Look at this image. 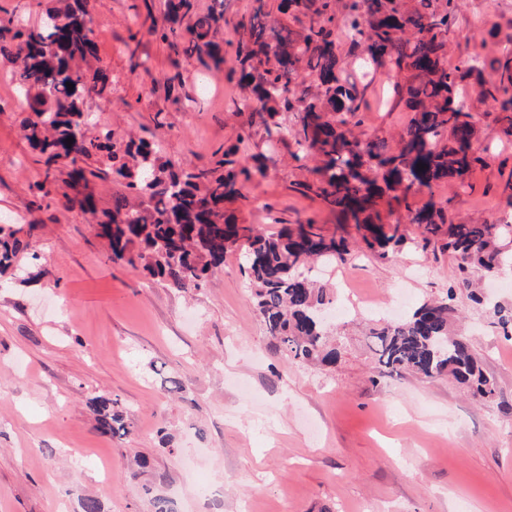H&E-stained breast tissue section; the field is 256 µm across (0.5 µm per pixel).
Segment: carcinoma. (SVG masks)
Returning <instances> with one entry per match:
<instances>
[{"label": "carcinoma", "mask_w": 512, "mask_h": 512, "mask_svg": "<svg viewBox=\"0 0 512 512\" xmlns=\"http://www.w3.org/2000/svg\"><path fill=\"white\" fill-rule=\"evenodd\" d=\"M255 3L253 13L236 24L238 38L229 43L233 65L227 77L252 87L253 99L243 106L266 113L265 124L281 111L300 113L294 157L316 162V180L306 188L336 216V223L356 225L365 249L385 259L405 244L404 236L385 230L390 216L403 210L409 223L424 226L425 242L445 231L443 248L461 272L483 276L511 268L512 248H505V241L512 239V224L496 230L491 224H455L448 220L450 198L444 205L420 209L410 202L413 191L430 190L443 181L461 189L469 186L471 170L485 164L473 149L477 128L469 112L468 88L500 103L504 132L512 134V58L475 51L448 67V33L458 0H414L411 7L401 0H281L278 9L296 21L306 18L297 30L275 26L266 0ZM166 7L167 24L152 26L150 34L174 55L196 57L207 72L223 70L226 59L215 42L223 12L199 15L183 31L180 24L192 12V0H166ZM48 19L36 28L1 23L0 57L19 63L16 86L30 110L23 121L24 137L44 164L67 161L71 188L109 178L123 186L98 222L108 259L173 288H200L223 270L227 244L244 238L243 269L269 335L293 360L335 363L336 350L326 349L320 319L321 310L333 302V292L305 269L318 262L328 268L347 261L350 242L325 236L312 218L266 236L224 209L244 182L264 174L262 167L252 169L236 158L248 155V135L239 136L233 149L205 169L160 161L156 143L144 138L126 141L110 130L86 137L79 131L84 124L81 104L90 93L104 94L110 79L93 67L97 47L81 0L50 10ZM338 31L352 45H365L372 62L394 73L390 100L410 112L394 149L384 139L363 138L346 129L348 117L365 110L372 80L359 84L345 73ZM302 66L316 83L314 93L294 89ZM488 69L499 73V80L486 81ZM68 82L74 89H68ZM63 197L97 213L91 193ZM21 233L14 224H0V275L13 272L23 258L37 259ZM454 297L451 287L446 299L425 301L406 318L370 329L372 350L386 369L425 377L446 374L474 395L491 399L496 382L452 327L449 301ZM492 309L504 335L511 334L512 308L494 303ZM89 407L98 431L128 433L118 401L99 396Z\"/></svg>", "instance_id": "cac0c4a2"}]
</instances>
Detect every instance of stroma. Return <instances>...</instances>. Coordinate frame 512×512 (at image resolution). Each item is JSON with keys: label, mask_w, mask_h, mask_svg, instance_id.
Here are the masks:
<instances>
[{"label": "stroma", "mask_w": 512, "mask_h": 512, "mask_svg": "<svg viewBox=\"0 0 512 512\" xmlns=\"http://www.w3.org/2000/svg\"><path fill=\"white\" fill-rule=\"evenodd\" d=\"M85 7L111 82L84 99L87 136L133 133L156 141L162 161L200 169L250 135L264 172L231 205L240 222L274 235L311 216L335 234V216L306 189L312 161H296L290 141L265 153L258 114L239 108L248 89L196 59L173 62L149 35L145 20L164 23L165 0ZM484 44L512 49V0H459L449 65ZM388 82L379 68L359 115L365 137L396 136L408 121L403 108L376 106ZM471 112L486 164L468 189L443 184L411 201L451 200L456 221L512 223V135L493 100L472 96ZM27 114L13 66L0 65V218L36 225L45 269L38 281L0 280V512H79L85 494L103 512H153L157 495L179 512H512V340L493 313L458 292L470 344L497 384L489 400L444 376L380 368L362 333L368 303L400 319L456 284L441 241L401 211L402 250L333 265L340 358L298 364L255 311L245 241L187 291L110 262L96 217L62 195L68 167L55 164V189L37 195L45 167L23 136ZM99 395L118 399L127 435L97 430L89 402Z\"/></svg>", "instance_id": "1"}]
</instances>
